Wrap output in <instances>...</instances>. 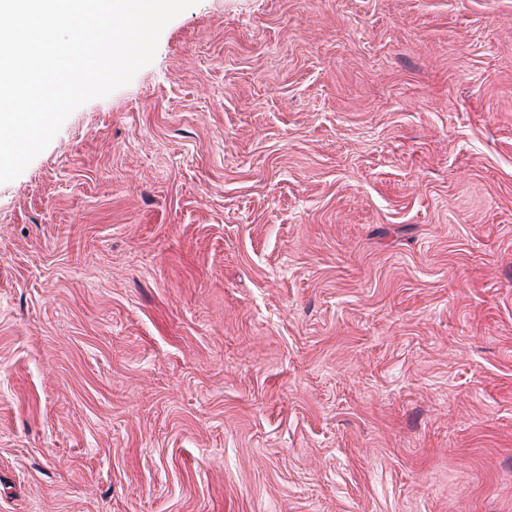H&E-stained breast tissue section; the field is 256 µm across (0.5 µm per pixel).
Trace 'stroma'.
<instances>
[{
	"mask_svg": "<svg viewBox=\"0 0 512 512\" xmlns=\"http://www.w3.org/2000/svg\"><path fill=\"white\" fill-rule=\"evenodd\" d=\"M0 512H512V0H199L0 184Z\"/></svg>",
	"mask_w": 512,
	"mask_h": 512,
	"instance_id": "obj_1",
	"label": "stroma"
}]
</instances>
